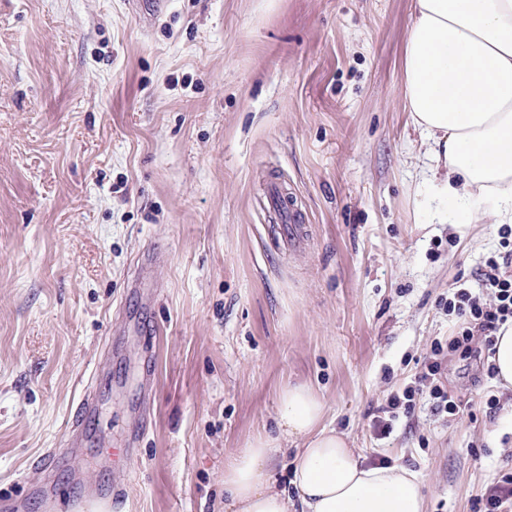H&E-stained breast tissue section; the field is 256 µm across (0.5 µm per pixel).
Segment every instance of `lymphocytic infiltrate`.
<instances>
[{
    "label": "lymphocytic infiltrate",
    "mask_w": 512,
    "mask_h": 512,
    "mask_svg": "<svg viewBox=\"0 0 512 512\" xmlns=\"http://www.w3.org/2000/svg\"><path fill=\"white\" fill-rule=\"evenodd\" d=\"M499 234L503 247L501 257L486 259L475 286H456L448 294L444 308L455 322L453 336L449 337L447 345L434 346V359L414 386L391 397L389 413L411 411L419 398L433 400L437 410L448 415L457 413L458 405L440 379L441 364L436 357L444 352L464 359L475 357L477 351L472 345L475 334H482L485 346L493 347L496 332L512 321V275L505 270L506 265H512V227L501 228Z\"/></svg>",
    "instance_id": "f902f5d3"
}]
</instances>
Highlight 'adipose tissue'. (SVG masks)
<instances>
[{
	"instance_id": "adipose-tissue-1",
	"label": "adipose tissue",
	"mask_w": 512,
	"mask_h": 512,
	"mask_svg": "<svg viewBox=\"0 0 512 512\" xmlns=\"http://www.w3.org/2000/svg\"><path fill=\"white\" fill-rule=\"evenodd\" d=\"M401 71L411 123L438 164L433 199L457 204L472 223L511 224L512 0H414ZM324 414L308 385L280 392L276 432L224 462L227 512H425L417 472L362 464ZM296 440L291 498L271 473Z\"/></svg>"
}]
</instances>
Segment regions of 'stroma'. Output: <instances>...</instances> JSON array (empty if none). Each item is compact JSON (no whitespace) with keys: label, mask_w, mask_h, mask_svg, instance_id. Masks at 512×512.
I'll return each mask as SVG.
<instances>
[{"label":"stroma","mask_w":512,"mask_h":512,"mask_svg":"<svg viewBox=\"0 0 512 512\" xmlns=\"http://www.w3.org/2000/svg\"><path fill=\"white\" fill-rule=\"evenodd\" d=\"M146 3L0 0V512H73L119 481L117 512H224L225 456L296 383L362 461L417 471L425 512H475L512 467L485 401L512 390L446 356L455 416L420 399L374 427L453 334L441 299L501 250L425 188L413 0ZM273 184L301 248L273 244Z\"/></svg>","instance_id":"1"}]
</instances>
